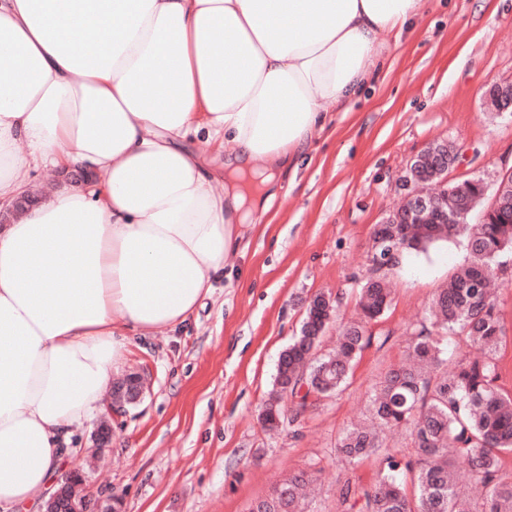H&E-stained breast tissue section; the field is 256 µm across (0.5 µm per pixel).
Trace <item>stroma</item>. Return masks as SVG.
<instances>
[{
  "instance_id": "35a3bbf8",
  "label": "stroma",
  "mask_w": 512,
  "mask_h": 512,
  "mask_svg": "<svg viewBox=\"0 0 512 512\" xmlns=\"http://www.w3.org/2000/svg\"><path fill=\"white\" fill-rule=\"evenodd\" d=\"M495 82L512 83V0H422L378 79L348 110L328 108L310 162L283 172L211 298L184 325L133 337L119 369L148 378L144 401L113 416L103 454L93 452L95 422L71 430L64 466L83 465L90 495L118 499L122 512H248L280 480L305 472L317 480L307 512H336L346 484L373 481L377 461L349 464L337 440L407 358L412 328L468 259L464 239L400 257L389 273L392 301L369 325L345 389L311 405L296 432L267 430L260 408L307 297L339 299L324 348L354 315L374 229L400 206L412 157L445 140L461 151L449 181L512 169V117L487 112L483 100ZM494 274L504 328L498 384L512 394V257Z\"/></svg>"
}]
</instances>
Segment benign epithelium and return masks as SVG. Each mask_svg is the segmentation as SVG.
I'll use <instances>...</instances> for the list:
<instances>
[{
    "label": "benign epithelium",
    "instance_id": "1",
    "mask_svg": "<svg viewBox=\"0 0 512 512\" xmlns=\"http://www.w3.org/2000/svg\"><path fill=\"white\" fill-rule=\"evenodd\" d=\"M484 100L490 111L501 116L512 110V83H495L484 93ZM448 141L427 144L411 161L408 168L409 192L403 204L383 220L385 224H421L432 212L448 213ZM484 192L490 193L492 202L502 206L501 198L512 186V170L497 175L493 185L482 183ZM39 200V196L28 190L17 198L12 207L0 213V221L6 222L10 212L28 209ZM143 378L127 375L117 380L110 391L108 414L122 413L126 406L134 405L143 398ZM112 439V423L106 419L100 422L92 433L93 447L100 451L109 447ZM86 481L82 468L72 469L59 483L58 489L45 502V512H114L110 504L92 500L84 493Z\"/></svg>",
    "mask_w": 512,
    "mask_h": 512
}]
</instances>
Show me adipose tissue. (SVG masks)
<instances>
[{"label":"adipose tissue","mask_w":512,"mask_h":512,"mask_svg":"<svg viewBox=\"0 0 512 512\" xmlns=\"http://www.w3.org/2000/svg\"><path fill=\"white\" fill-rule=\"evenodd\" d=\"M421 0H0V512L42 508L131 335L184 324ZM230 142L224 191L187 144Z\"/></svg>","instance_id":"adipose-tissue-1"}]
</instances>
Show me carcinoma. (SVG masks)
Masks as SVG:
<instances>
[{"label": "carcinoma", "instance_id": "carcinoma-1", "mask_svg": "<svg viewBox=\"0 0 512 512\" xmlns=\"http://www.w3.org/2000/svg\"><path fill=\"white\" fill-rule=\"evenodd\" d=\"M464 215L463 224H409L397 233L382 224L384 242L374 248L371 274L376 283L360 289L358 320L343 326L334 350L319 346L332 321L333 299L307 302L303 321L309 331L282 350L273 388L260 419L278 429L299 422L306 409L322 397L342 390L353 363L368 342L367 325L391 302L387 270L408 250L465 236L470 258L432 299L429 316L413 329V361L391 369L370 400L369 428L354 425L340 436L337 448L350 463L380 458L382 471L369 486L346 484L336 512H512V481L500 475L501 455L512 452V394L497 384V351L503 326L490 290L494 267L512 255V193L507 209H493L477 178L450 185L448 216ZM479 221L470 223L473 215ZM453 335L480 346L484 357L458 361L453 369L443 360L444 341ZM292 407L284 409L283 396ZM404 431L413 454L397 458L381 433ZM470 465L486 488L482 502L471 501L455 480L456 462ZM312 475L301 472L275 486L270 498L277 512H305V490Z\"/></svg>", "mask_w": 512, "mask_h": 512}]
</instances>
